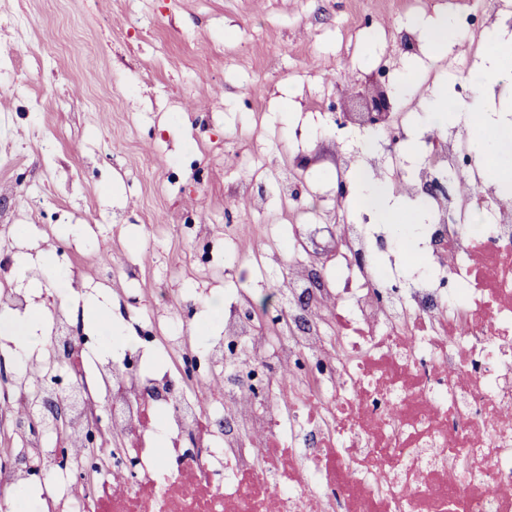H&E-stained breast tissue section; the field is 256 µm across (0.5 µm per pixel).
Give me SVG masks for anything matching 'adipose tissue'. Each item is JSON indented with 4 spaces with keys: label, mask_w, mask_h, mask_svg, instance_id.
<instances>
[{
    "label": "adipose tissue",
    "mask_w": 512,
    "mask_h": 512,
    "mask_svg": "<svg viewBox=\"0 0 512 512\" xmlns=\"http://www.w3.org/2000/svg\"><path fill=\"white\" fill-rule=\"evenodd\" d=\"M411 24L425 36L428 46L426 58L429 62H436L461 41L457 26L448 15L440 14L427 20L417 17L412 19ZM483 39L496 46L495 52L488 54L484 60L481 76L485 86L512 75V40L505 39L497 28L486 30ZM484 86L477 89L470 103L457 108L450 106L447 94L429 92L422 99L420 118L437 127L446 126L452 121L465 120L471 123L477 129L471 141L474 156L479 158L492 150L504 157L508 162L507 167L495 171L491 180L497 188H512V121L497 111L486 109ZM349 196L355 201H369L377 219L383 224H422L427 219V211L423 206L396 193L389 182H351ZM32 263V258L25 254H17L12 258L15 273L25 279L26 288L35 299L34 304L21 317L19 329L13 330L0 324V337L13 344L15 353L24 361L30 359L38 348V333L46 315L45 308L36 302L43 291V281L28 275Z\"/></svg>",
    "instance_id": "1"
}]
</instances>
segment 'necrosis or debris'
<instances>
[{
  "mask_svg": "<svg viewBox=\"0 0 512 512\" xmlns=\"http://www.w3.org/2000/svg\"><path fill=\"white\" fill-rule=\"evenodd\" d=\"M366 113L336 127L374 141L336 160L340 175L376 179L398 160L399 131ZM426 157L399 175L405 196L434 181L473 176L484 206L459 212L453 194L428 197L427 224H305L285 267L287 315L307 330L270 343L246 299L224 313V334L203 346L167 326L166 355L189 365L187 389L224 387L227 432L175 390L168 371L105 362L94 378L74 356L49 363L69 375V424L32 432L27 383L11 393L13 432L26 455L68 479L65 496H26V470L0 464V512H512V197H503L452 129L424 139ZM416 261L410 287L394 275ZM112 449L62 461L83 447L102 404ZM110 474L101 494L89 469Z\"/></svg>",
  "mask_w": 512,
  "mask_h": 512,
  "instance_id": "4bbe7bcc",
  "label": "necrosis or debris"
}]
</instances>
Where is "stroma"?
Instances as JSON below:
<instances>
[{
    "instance_id": "1",
    "label": "stroma",
    "mask_w": 512,
    "mask_h": 512,
    "mask_svg": "<svg viewBox=\"0 0 512 512\" xmlns=\"http://www.w3.org/2000/svg\"><path fill=\"white\" fill-rule=\"evenodd\" d=\"M364 8L368 26L351 24ZM471 0H0V289L24 292L14 254L49 255L67 270L60 288L73 318L103 304L114 327L178 317L165 295L233 299L239 288L286 299L282 275L251 268L217 274L224 227L251 225L239 253L288 245L294 220L279 183L308 165L336 188L331 107L380 58L412 72L403 101L416 111L434 66L404 51L412 17L460 18ZM484 25L467 30L463 65L474 90ZM293 117H284V107ZM66 224L85 227L64 237ZM140 299L120 302L115 288Z\"/></svg>"
}]
</instances>
